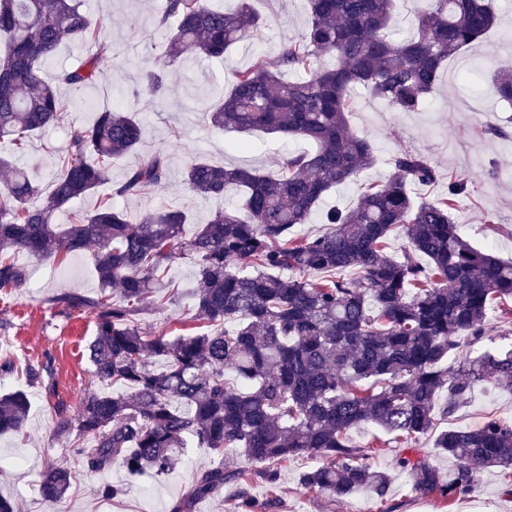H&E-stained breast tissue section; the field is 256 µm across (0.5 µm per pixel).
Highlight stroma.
Segmentation results:
<instances>
[{"label":"stroma","mask_w":512,"mask_h":512,"mask_svg":"<svg viewBox=\"0 0 512 512\" xmlns=\"http://www.w3.org/2000/svg\"><path fill=\"white\" fill-rule=\"evenodd\" d=\"M495 5L498 25L481 46L462 49L448 59L422 111L399 112L365 91L353 90L348 124L371 144L375 163L357 180L333 188L323 199L322 209L352 206L368 184L391 174L393 154L416 151L426 155L441 175L464 173L471 178L469 194L457 204L456 222L471 244L512 260V236H498L490 230L494 224L512 227V138L480 133L485 124L512 115V106L500 101L488 82L499 63L512 57V0H496ZM84 6L102 21V34L114 51L103 61L98 80L76 94L80 104L68 113V123H89L106 107L138 112L144 126L142 152L116 160L112 178L121 180L141 155L158 151L169 160L170 177L165 187L122 199L119 205L134 217L147 210L182 209L189 219L185 233L193 235L216 204L194 196L183 184L182 171L191 158L203 155L219 164L241 163L269 171L282 150L272 134L213 129L201 110L199 92L230 85L234 69L245 62L244 53L232 52L221 63L201 59L170 67L165 97L136 96L132 89L143 72L154 67L162 43V34L153 23L160 10L158 0H84ZM253 7L269 20L254 43L270 54L301 31L307 20L304 0H254ZM66 144V126L50 128L30 137L17 154V163L33 181L48 186L59 170ZM490 163L499 169L498 179L482 177V166ZM92 255L89 248L55 259L15 254L14 262L28 273L27 283L15 291L0 290V363L14 365L13 372L0 374V394L22 389L31 400L25 428L0 435V496L14 503L15 512H48L39 484L51 465L72 473L63 512H170L193 485L198 471L219 464L248 470L247 496L262 504L264 512H380L376 500L366 495L335 502L302 490L300 473L315 465L308 457L279 466L272 484L259 476L257 464L234 448L221 456L204 448L187 449L171 474H147L134 484L117 462L99 472L88 470L69 440L56 435L55 426L59 411L73 414L79 410L91 378L86 347L96 333L94 319L88 312L64 307L59 298L68 293L98 294ZM197 271L192 257L170 262L163 288L157 289L139 317L146 335L174 337L190 329L205 330V323L193 319L189 297ZM45 361L53 368L48 389L30 384L25 375L27 366ZM493 417H512V386H477L447 425L475 429ZM375 464L394 474L386 501L390 512H512V496L506 495L498 473L481 471L476 490L447 508L434 498L413 493L406 478L394 473L392 453L376 458ZM105 483L124 487V494L102 496L100 487Z\"/></svg>","instance_id":"1"}]
</instances>
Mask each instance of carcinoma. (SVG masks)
Segmentation results:
<instances>
[{"label":"carcinoma","instance_id":"carcinoma-1","mask_svg":"<svg viewBox=\"0 0 512 512\" xmlns=\"http://www.w3.org/2000/svg\"><path fill=\"white\" fill-rule=\"evenodd\" d=\"M306 2L298 37L273 55L255 53L234 71L230 91L205 95L201 108L213 128L260 130L314 148L285 151L271 174L191 160L183 181L195 195L242 189L193 236L185 234L181 209L147 210L133 221L112 206L114 197L168 182L160 152L129 169L95 210L54 229L55 213L107 182L113 161L139 151L143 124L128 110L104 109L93 124L70 128L47 190L0 155V289L25 285L24 269L12 261L19 252L60 257L97 247L100 295L63 298L94 316L96 335L92 382L76 414L59 412L58 434L81 441L75 451L90 470L118 460L132 479L170 473L189 446L219 455L240 448L263 465L259 474L270 483L276 466L308 456L322 464L302 473L301 488L335 500L361 491L384 499L391 476L373 459L389 441L396 468L420 496L450 502L470 494L477 470L491 467L512 495V418L439 430L476 384H512V343L482 345L494 308L512 335V262L475 248L455 224L469 178L450 176L436 198H416L411 187L436 183L439 172L425 156L400 151L388 179L368 185L350 208L322 214L324 233L296 231L332 188L375 162L371 144L349 129L351 90L361 87L401 112L420 110L444 62L496 26L492 0H429L415 12L417 33L400 40L390 35L396 0ZM155 25L166 40L143 88L160 96L168 67L189 54L222 60L267 19L251 0H239L233 12L165 0ZM101 29L82 0H0V143L16 152L62 122L74 101L59 89L93 85L112 53ZM63 43L92 51L48 81L43 68ZM326 55L333 66L317 64ZM491 83L512 102V59L500 63ZM399 231L406 246L392 257L388 241ZM184 254L199 266L194 319L214 329L146 336L136 319L142 303ZM156 359L165 361L162 368L153 366ZM228 367L240 384L226 378ZM118 383L126 393L102 391ZM29 407L21 390L0 395V434L22 430ZM366 424L382 436L363 448L350 445L348 433ZM432 434L438 454L453 461L446 477L419 454L420 440ZM244 479L222 465L205 469L171 512H194L199 501ZM70 484V471L51 466L40 495L55 506Z\"/></svg>","mask_w":512,"mask_h":512}]
</instances>
